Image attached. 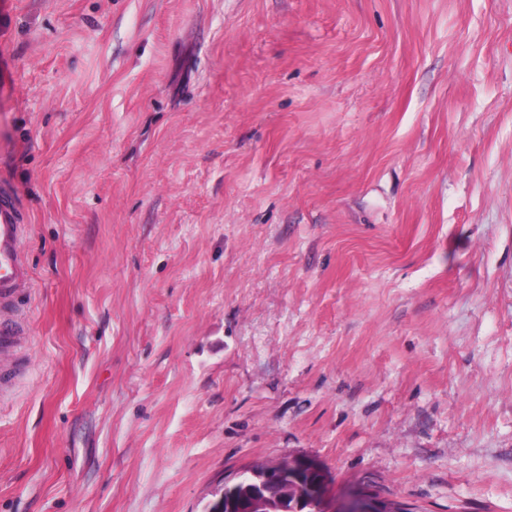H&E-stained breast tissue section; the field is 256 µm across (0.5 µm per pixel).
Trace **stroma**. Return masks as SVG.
Returning <instances> with one entry per match:
<instances>
[{
  "instance_id": "1",
  "label": "stroma",
  "mask_w": 512,
  "mask_h": 512,
  "mask_svg": "<svg viewBox=\"0 0 512 512\" xmlns=\"http://www.w3.org/2000/svg\"><path fill=\"white\" fill-rule=\"evenodd\" d=\"M1 181L0 512H512V0H0ZM19 204L7 185H0V312L7 324L0 326V394L12 384L15 371L9 357L20 347L24 334L23 320L14 314L22 306L21 295L29 288L31 272L24 259L23 224ZM295 493L296 490L292 493L274 491L270 495L271 499L266 512H315L305 498H298ZM296 506H299V510H296ZM336 511V509L334 510ZM379 502L371 497L357 493L350 495L336 512H381Z\"/></svg>"
}]
</instances>
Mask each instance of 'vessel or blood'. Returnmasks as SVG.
Here are the masks:
<instances>
[{"instance_id": "1", "label": "vessel or blood", "mask_w": 512, "mask_h": 512, "mask_svg": "<svg viewBox=\"0 0 512 512\" xmlns=\"http://www.w3.org/2000/svg\"><path fill=\"white\" fill-rule=\"evenodd\" d=\"M26 229L13 192L0 185V314L7 318L6 324L0 326V392L10 387L15 378L9 358L19 348L24 334L23 321L15 311L21 308L22 291L31 281L23 252Z\"/></svg>"}]
</instances>
